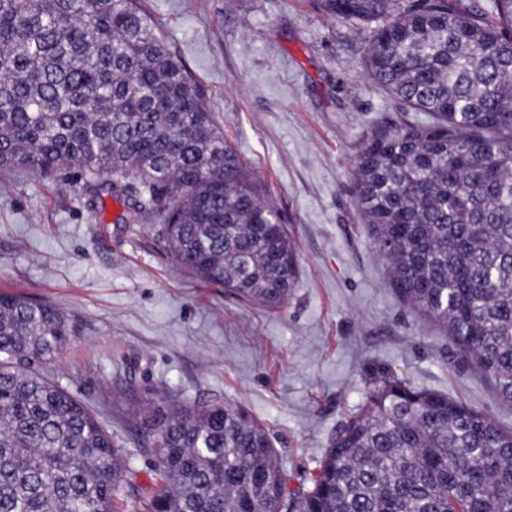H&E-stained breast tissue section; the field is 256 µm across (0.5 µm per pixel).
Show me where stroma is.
Instances as JSON below:
<instances>
[{
	"label": "stroma",
	"mask_w": 512,
	"mask_h": 512,
	"mask_svg": "<svg viewBox=\"0 0 512 512\" xmlns=\"http://www.w3.org/2000/svg\"><path fill=\"white\" fill-rule=\"evenodd\" d=\"M216 125L279 212L298 284L267 310L179 269L155 221L90 209L77 169L0 170V292L64 313L70 344L42 369L84 402L128 459L118 512L158 490L134 413L147 399L231 403L261 424L289 489L310 485L380 374L448 394L512 431V406L435 323L416 317L371 248L353 190L370 134L403 111L361 65L369 26L315 0H140Z\"/></svg>",
	"instance_id": "35a3bbf8"
}]
</instances>
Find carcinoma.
<instances>
[{
	"label": "carcinoma",
	"instance_id": "obj_1",
	"mask_svg": "<svg viewBox=\"0 0 512 512\" xmlns=\"http://www.w3.org/2000/svg\"><path fill=\"white\" fill-rule=\"evenodd\" d=\"M381 22L362 66L405 111L354 167L392 284L512 405V0H318ZM72 165L91 203L156 220L175 264L267 309L295 247L135 0H0V168ZM139 178L130 182V176ZM71 329L48 302L0 294V512H114L126 461L94 413L34 365ZM159 491L146 512H512V431L397 376L372 380L311 485L288 489L241 406L136 412Z\"/></svg>",
	"mask_w": 512,
	"mask_h": 512
}]
</instances>
